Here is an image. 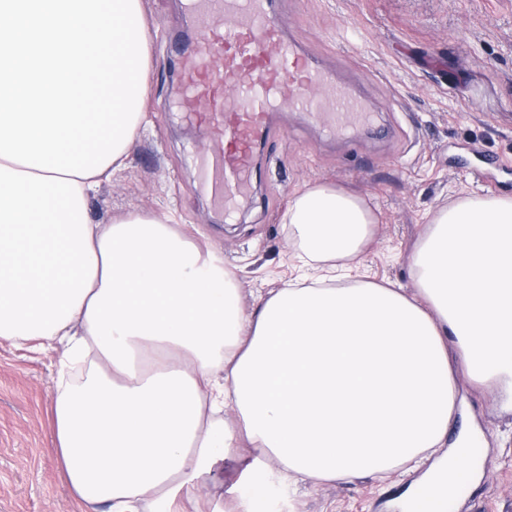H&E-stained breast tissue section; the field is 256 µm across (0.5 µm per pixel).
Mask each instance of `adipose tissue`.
<instances>
[{"instance_id":"1","label":"adipose tissue","mask_w":512,"mask_h":512,"mask_svg":"<svg viewBox=\"0 0 512 512\" xmlns=\"http://www.w3.org/2000/svg\"><path fill=\"white\" fill-rule=\"evenodd\" d=\"M127 158L87 178L0 158V340L61 352L56 451L78 504L190 512L241 449L236 512H263L269 477L352 478L435 454L455 367L512 378V196L437 212L410 257L421 302L291 283L247 315L234 273L168 216L88 220V196ZM287 222L303 264L334 268L359 257L375 216L317 186Z\"/></svg>"}]
</instances>
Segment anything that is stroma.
<instances>
[{
    "label": "stroma",
    "instance_id": "obj_1",
    "mask_svg": "<svg viewBox=\"0 0 512 512\" xmlns=\"http://www.w3.org/2000/svg\"><path fill=\"white\" fill-rule=\"evenodd\" d=\"M286 26L329 74L363 97L381 132L326 135L296 112L276 116L258 151L250 195L226 221L199 188L205 139L185 112L179 65L194 30L186 0H141L150 29L148 94L127 169L87 201L95 224L126 212L171 213L178 229L213 249L237 276L252 311L297 277L298 242L285 217L318 185L365 200L377 222L362 256L367 281L418 298L410 257L431 217L465 195H512V0H279ZM58 354L0 341V512H78L54 451L52 406ZM456 407L444 448L481 433L488 469L458 512H512V389L455 370ZM421 469L273 487L269 512H377Z\"/></svg>",
    "mask_w": 512,
    "mask_h": 512
}]
</instances>
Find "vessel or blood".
<instances>
[{"mask_svg":"<svg viewBox=\"0 0 512 512\" xmlns=\"http://www.w3.org/2000/svg\"><path fill=\"white\" fill-rule=\"evenodd\" d=\"M200 28L183 58L182 86L208 148L202 187L233 212L253 179L251 152L275 113L301 112L329 133L367 127L363 101L305 55L276 9L277 0H188ZM447 496L420 484L410 512H446Z\"/></svg>","mask_w":512,"mask_h":512,"instance_id":"obj_1","label":"vessel or blood"}]
</instances>
